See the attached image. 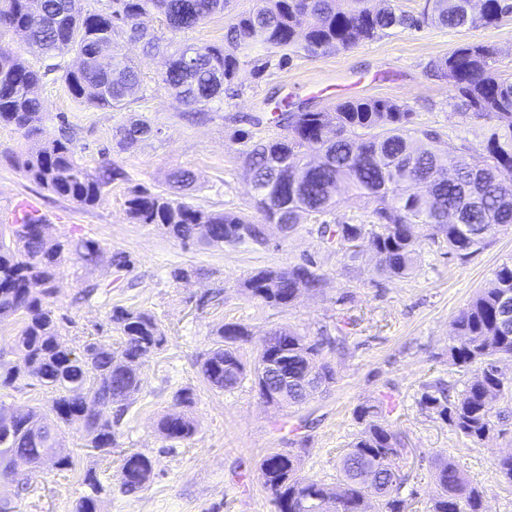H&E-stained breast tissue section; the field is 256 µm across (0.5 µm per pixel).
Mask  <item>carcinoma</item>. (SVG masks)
<instances>
[{"label": "carcinoma", "instance_id": "cac0c4a2", "mask_svg": "<svg viewBox=\"0 0 512 512\" xmlns=\"http://www.w3.org/2000/svg\"><path fill=\"white\" fill-rule=\"evenodd\" d=\"M85 0H0V32L15 35L42 58L34 68L8 45H0V122L30 135L37 133L43 112L38 90L48 79L60 81L75 99L95 108L122 111L143 92L141 65L122 53L125 42H139L146 58L160 50L161 38L150 35L140 18L152 11L162 16L172 34L193 30L224 13L227 0H107L106 7L89 9ZM468 0H425L419 15L376 8L371 0H260L249 13L230 19L226 44L185 45L171 54L160 80L175 96L199 112L224 102L240 68V55L254 45L288 61L300 50L315 53L336 47L352 48L372 41L395 27L441 25L450 29L488 26L512 14V0H485L480 16L466 14ZM71 55L75 63L64 58ZM496 50L485 43H463L430 63L444 78H452L464 114L487 123L480 144L482 161L473 148L448 145L438 155L431 144L437 132L410 127L413 116L405 101L363 99L345 101L333 112H280L276 124L281 139L252 145L245 164L260 219L244 212L215 213L178 201L167 193L140 188L127 200L130 218L153 224L184 244L203 246H266L265 225L286 224L293 232L302 216H328L335 211L340 190L370 209L369 224L324 220L311 231L330 248L350 257L351 247L365 241L376 258L375 270L387 277L407 278L426 243L446 249L464 263L489 247L500 235L512 233V182L500 170H512V80L494 66ZM122 141L133 143L153 135L151 125L138 120L120 129ZM76 145L69 124L61 121L59 137L26 156H10L26 177L51 193L83 207L97 205L104 189L125 177L108 160L92 176L75 159ZM194 174L173 170V187L189 186ZM14 246L0 244V323L21 312L15 339L20 363L0 372V387L34 378L54 388L47 409L23 414L0 408V476L27 490L26 476L46 461L60 471L74 467V458L57 447L60 426L77 425L89 446L111 452L115 429L139 390L140 360L159 349L165 336L154 315L123 306L113 307L110 322L121 342L99 340L78 354L60 341L63 325L52 298L56 271L66 244L46 235L41 214L9 225ZM98 243L75 244L78 259L91 263ZM324 276L316 262L304 258L286 268H266L245 281L249 295L266 304L288 306L302 289L321 287ZM512 260L500 264L489 285L479 289L459 311L448 343V364L466 377L454 399L437 379L423 385L420 406L435 414L459 437L477 445L509 431L512 420V376L501 363L512 360ZM217 346L200 363L203 378L214 388L230 391L247 376L240 344L251 341L248 329L223 325ZM288 368V405L309 397L300 382L309 376L325 387L334 370L323 358V341L293 330L263 337L256 349L255 384L265 385L266 364ZM178 412L165 414L158 429L170 440H188L196 425L184 408L194 403L187 389L176 394ZM391 403L361 404L354 417L361 430L340 460V486L295 478L298 456L274 451L259 465V480L277 512H312L308 503L320 500L321 512H405L401 489L404 448L389 420ZM126 491L150 482L153 461L141 452L124 455L120 468ZM83 482L90 492L75 512H98L105 491L96 473ZM436 493L431 512H485L482 491L448 459L435 467Z\"/></svg>", "mask_w": 512, "mask_h": 512}]
</instances>
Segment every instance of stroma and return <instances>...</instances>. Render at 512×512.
<instances>
[{
    "label": "stroma",
    "mask_w": 512,
    "mask_h": 512,
    "mask_svg": "<svg viewBox=\"0 0 512 512\" xmlns=\"http://www.w3.org/2000/svg\"><path fill=\"white\" fill-rule=\"evenodd\" d=\"M463 42L494 46L498 71L512 72V16L470 30L399 27L354 48L298 53L284 66L268 61L258 76L253 73L255 62L268 59L257 48L242 56L234 91L225 93L208 118L192 120L186 116L187 106L159 81L164 56L142 59L140 45L129 44L125 52L142 60L146 86L144 97L129 110L90 107L71 99L61 83L50 82L39 90L44 106L39 135L27 138L15 126L0 123L1 154L28 152L56 138L66 122L78 133L76 159L89 173H98L105 154L125 172L106 187L98 205L83 207L0 163V221L17 200L29 198L46 216L53 239L83 238L102 248L95 263L72 256L57 270L54 302L64 319L62 343L70 348L94 339L119 343L109 321L116 306L151 312L166 335L163 348L141 361V385L116 429L111 453L88 448L77 427H61L59 440L73 456L75 470L45 466L32 471L23 494L0 477V497L15 512H74L88 491L82 477L90 469L107 488L99 512H276L258 479L261 460L285 450L300 459L297 478L336 484L337 458L360 430L355 407L385 394L397 405L410 473L401 495L412 498L417 512H428L434 464L448 457L482 489L486 512H512V486L494 465L498 456L512 452V436L472 445L419 404L423 383L439 377L463 383V376L448 364L452 323L496 267L512 258V234L500 236L464 264L424 245L416 275L388 279L375 275V259L367 246H360L351 261L304 229L288 236L272 232L273 244L266 248H199L154 225L135 223L126 212V201L137 188L169 191L168 175L177 168L196 175L195 183L178 192L185 201L208 211L252 212L243 145L234 132L238 117L259 115L263 124L248 129L252 140L280 138L282 129L267 119L272 96L287 98L295 112H329L352 99L404 100L414 112L415 127L439 132L438 153L452 144L479 145L484 122L466 118L455 89L428 68L431 60ZM134 119L147 120L156 136L124 144L120 129ZM117 251L128 255L129 268L113 266ZM307 254L315 257L324 276L319 290L300 291L287 307L262 303L243 291L241 284L252 272L285 268ZM178 267L192 269V276L173 280L171 272ZM89 284L96 290L82 298ZM340 319L348 323L341 336L336 333ZM227 323L242 324L253 333V341L241 349L247 362L253 359L255 338L275 329L334 335L335 343L324 349L334 383L299 406L264 403L249 378L230 392L210 388L199 360L215 347L216 332ZM183 389L195 395L189 413L197 432L189 440L172 441L160 434L157 423L174 410L175 395ZM129 451L154 462L151 481L133 495L121 485V460Z\"/></svg>",
    "instance_id": "obj_1"
}]
</instances>
